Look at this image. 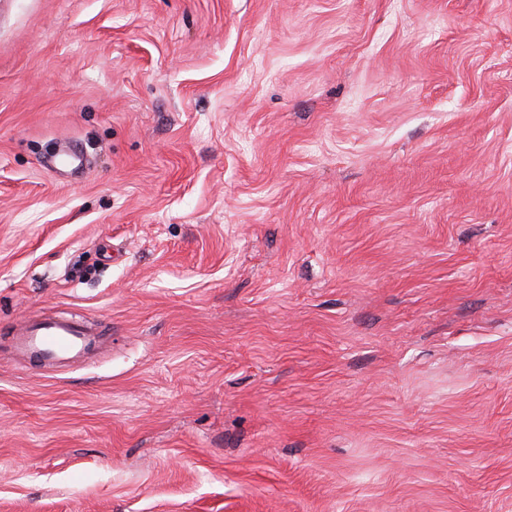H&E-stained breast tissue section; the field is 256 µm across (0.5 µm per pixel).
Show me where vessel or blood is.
I'll list each match as a JSON object with an SVG mask.
<instances>
[{"label": "vessel or blood", "mask_w": 512, "mask_h": 512, "mask_svg": "<svg viewBox=\"0 0 512 512\" xmlns=\"http://www.w3.org/2000/svg\"><path fill=\"white\" fill-rule=\"evenodd\" d=\"M92 338L81 324L52 317L26 324L17 331V343L42 363H60L88 353Z\"/></svg>", "instance_id": "obj_1"}]
</instances>
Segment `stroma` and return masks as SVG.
Segmentation results:
<instances>
[{"label":"stroma","mask_w":512,"mask_h":512,"mask_svg":"<svg viewBox=\"0 0 512 512\" xmlns=\"http://www.w3.org/2000/svg\"><path fill=\"white\" fill-rule=\"evenodd\" d=\"M0 512H512V0H0ZM17 344L40 363H61L89 352L94 340L81 324L52 317L25 324L15 333Z\"/></svg>","instance_id":"obj_1"}]
</instances>
